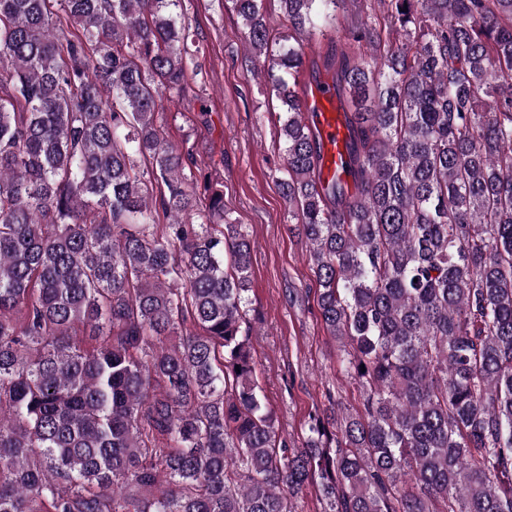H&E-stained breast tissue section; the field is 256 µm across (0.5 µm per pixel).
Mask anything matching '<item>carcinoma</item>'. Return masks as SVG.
I'll list each match as a JSON object with an SVG mask.
<instances>
[{
  "label": "carcinoma",
  "instance_id": "obj_1",
  "mask_svg": "<svg viewBox=\"0 0 512 512\" xmlns=\"http://www.w3.org/2000/svg\"><path fill=\"white\" fill-rule=\"evenodd\" d=\"M181 2L0 0V512H295L308 485L324 512H512V0H353L343 33L345 0H278L275 53L259 0H230L367 389L296 448L241 333L250 241L156 124L188 85ZM322 28L351 189L321 181L298 91Z\"/></svg>",
  "mask_w": 512,
  "mask_h": 512
}]
</instances>
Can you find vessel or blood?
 Returning a JSON list of instances; mask_svg holds the SVG:
<instances>
[{"label": "vessel or blood", "instance_id": "obj_1", "mask_svg": "<svg viewBox=\"0 0 512 512\" xmlns=\"http://www.w3.org/2000/svg\"><path fill=\"white\" fill-rule=\"evenodd\" d=\"M304 97L305 110L321 143V178L327 181L345 172L347 130L336 88L332 81L324 79L306 89Z\"/></svg>", "mask_w": 512, "mask_h": 512}]
</instances>
